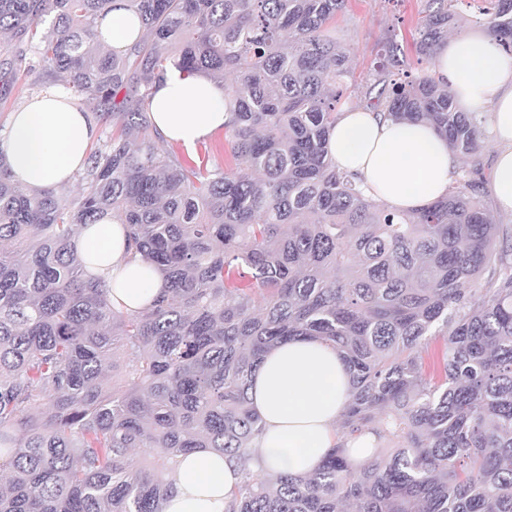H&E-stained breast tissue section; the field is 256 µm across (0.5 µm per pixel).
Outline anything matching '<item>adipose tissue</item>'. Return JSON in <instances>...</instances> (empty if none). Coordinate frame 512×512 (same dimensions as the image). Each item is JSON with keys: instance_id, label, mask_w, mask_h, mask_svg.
Returning a JSON list of instances; mask_svg holds the SVG:
<instances>
[{"instance_id": "adipose-tissue-1", "label": "adipose tissue", "mask_w": 512, "mask_h": 512, "mask_svg": "<svg viewBox=\"0 0 512 512\" xmlns=\"http://www.w3.org/2000/svg\"><path fill=\"white\" fill-rule=\"evenodd\" d=\"M139 31L125 0H115L99 24L101 42L118 52ZM432 70L459 106L487 116L496 144L487 188L497 212L512 215V58L499 52L487 27L478 26L439 45ZM150 107L168 143L189 147L224 127V92L201 74L160 77ZM97 132L93 117L71 104L64 88L41 93L12 112L0 134V165L32 192L67 184L84 168ZM327 150L337 170L354 177L375 203L403 212L443 198L460 165L429 123L386 119L363 106L339 111ZM75 247L89 276L111 281L117 308L137 311L164 294L163 276L133 255L124 225L111 218L82 227ZM351 390L345 361L321 342L298 338L265 354L250 389L264 431L253 443L248 468L261 475H305L338 441L353 462L370 459L373 432L339 436ZM240 478L234 463L210 449L180 456L168 475L172 491L164 512H225Z\"/></svg>"}]
</instances>
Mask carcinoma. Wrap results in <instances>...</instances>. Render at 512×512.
<instances>
[{
    "mask_svg": "<svg viewBox=\"0 0 512 512\" xmlns=\"http://www.w3.org/2000/svg\"><path fill=\"white\" fill-rule=\"evenodd\" d=\"M112 2L0 0V33L112 127L78 197L0 165V512H163L170 465L195 448L241 468L226 512H512V226L482 204L477 164L415 213L336 171L326 140L353 59L328 26L350 0H126L141 36L94 50ZM423 2L428 63L473 0ZM491 4L479 13L511 55L512 0ZM386 55L363 104L476 154L482 117L411 76L398 34ZM169 69L224 90L226 168L157 145L152 85ZM106 216L171 295L124 311L86 276L74 239ZM300 336L349 366L342 435L379 443L361 464L335 444L309 475L255 476L252 375Z\"/></svg>",
    "mask_w": 512,
    "mask_h": 512,
    "instance_id": "1",
    "label": "carcinoma"
}]
</instances>
